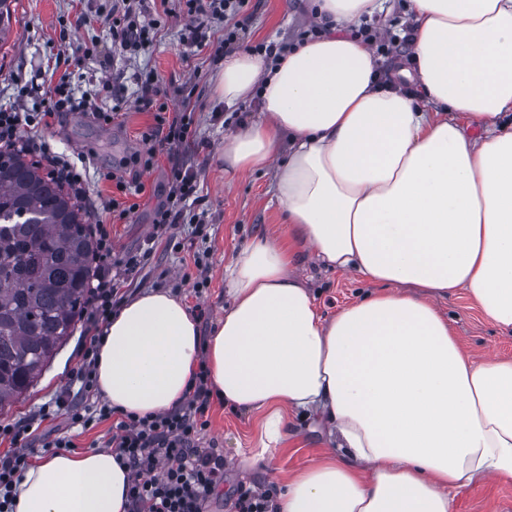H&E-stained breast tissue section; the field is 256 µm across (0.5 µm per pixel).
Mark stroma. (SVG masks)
<instances>
[{
	"label": "stroma",
	"mask_w": 512,
	"mask_h": 512,
	"mask_svg": "<svg viewBox=\"0 0 512 512\" xmlns=\"http://www.w3.org/2000/svg\"><path fill=\"white\" fill-rule=\"evenodd\" d=\"M104 0H14L10 40L0 49V103L36 112L41 106L43 88L52 81L45 66L56 54H72L82 39L96 37L97 56L71 65L72 85L76 92L95 90L98 82L122 74L119 96L124 101L123 121L103 125L92 116L72 112L51 121L36 133L55 152L69 157H84L89 168L88 191L95 200H110L114 182L103 180L106 172L126 176L134 170L132 154L140 145L141 134L152 122V115L138 111L134 102L137 75H157L168 93V105H190L199 147L173 154H160L153 168L144 171V192L136 196V209L128 219L113 222L110 210H98V221L112 232V257L123 261L144 255L134 283L137 294L163 290L177 295L187 305L201 302L210 309L202 333H210L213 324L224 315L229 301L224 284V266L255 236L270 232L285 223V215L272 194L274 175L266 170L227 179L216 161L226 134L235 130L228 124L229 108L213 91V79L224 64L223 57L202 52L185 57L181 33L188 22L178 0H151L152 17L162 26L149 53L116 56L112 53L109 23L98 9ZM311 0H258L245 9L247 21L240 45L248 48L259 42L294 43L309 23ZM86 15L90 26L73 28L76 15ZM184 164L199 170V199L193 213L205 216V233L192 237L191 227L178 225L174 236L193 239L195 250L209 256L210 284L202 297H194L187 281L196 275L190 253L167 248L164 241H152L156 210L167 201L171 168ZM315 300L326 316H333L351 303L367 287L366 281L352 272L324 269L313 258H304L299 267ZM449 318L462 349L475 358L494 353L512 358V334L501 333L465 291H456L440 304ZM84 322H77L72 335L51 361L41 378L15 403L0 409V423L29 416L63 389L69 373L77 364L76 351L83 340ZM210 425L204 446L218 448L227 466L224 486L208 503V512H230L229 502L238 486L274 488L321 458L328 450L322 433L311 420L293 418L289 438L273 454V473L240 468V459L259 447L260 417L225 408L212 401ZM455 512H512V480H493L460 488L455 493Z\"/></svg>",
	"instance_id": "obj_1"
}]
</instances>
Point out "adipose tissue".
Returning <instances> with one entry per match:
<instances>
[{
	"instance_id": "ef3b65f1",
	"label": "adipose tissue",
	"mask_w": 512,
	"mask_h": 512,
	"mask_svg": "<svg viewBox=\"0 0 512 512\" xmlns=\"http://www.w3.org/2000/svg\"><path fill=\"white\" fill-rule=\"evenodd\" d=\"M382 10L316 0L329 34L276 64L225 56L215 94L260 96L263 116L216 159L231 176L273 168L288 222L227 267L232 303L209 336L154 291L101 339L98 389L123 413L180 405L207 358L214 395L262 416L249 467L270 470L289 417L321 420L331 453L283 483L277 512H454L456 489L512 479V360L472 358L439 309L461 288L512 333V0H408L423 108L348 36ZM305 251L372 291L324 317L296 270ZM127 488L108 450L56 454L13 512H125Z\"/></svg>"
}]
</instances>
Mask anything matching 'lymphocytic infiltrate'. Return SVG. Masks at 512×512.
I'll use <instances>...</instances> for the list:
<instances>
[{
  "mask_svg": "<svg viewBox=\"0 0 512 512\" xmlns=\"http://www.w3.org/2000/svg\"><path fill=\"white\" fill-rule=\"evenodd\" d=\"M248 0H185L190 22L185 27L183 43L187 48L203 51L208 45L206 31L223 23L220 41L225 52H233L243 29L237 18ZM112 43L122 52L136 54L148 50L155 42L157 20H143L144 0H112ZM354 39L389 56L404 53L412 41L413 29L403 26L400 32L384 34L371 24L353 30ZM137 99L139 111L151 113L153 124L142 135V151L133 160L142 169L153 167L164 148L197 145V130L190 113H169L155 78L140 82ZM120 106L105 109L91 95H76L68 75L53 84L39 112H21L15 107L0 106V150L32 155L48 174L67 188L82 204H89L87 176L69 157L52 152L31 135H22V127L37 128L48 120L68 112H87L104 124L114 123ZM198 173L191 168H175L166 203L155 213L157 235L184 223L185 203L198 192ZM96 249L93 254L94 277L85 294L86 337L79 349V364L70 375L65 389L26 420L0 424V436L12 447L0 452V512H11L15 489L32 464L33 440L37 425L65 417L69 427L91 429L111 421L105 441L120 466L128 471L127 512H204L216 488L224 483V457L216 449L201 445L209 425L207 412L213 397L207 365H200L186 401L156 415H116L111 405H91L87 396L97 385L98 343L122 300L127 296L137 270V259L113 262L112 241L104 226L93 230Z\"/></svg>",
  "mask_w": 512,
  "mask_h": 512,
  "instance_id": "1",
  "label": "lymphocytic infiltrate"
}]
</instances>
